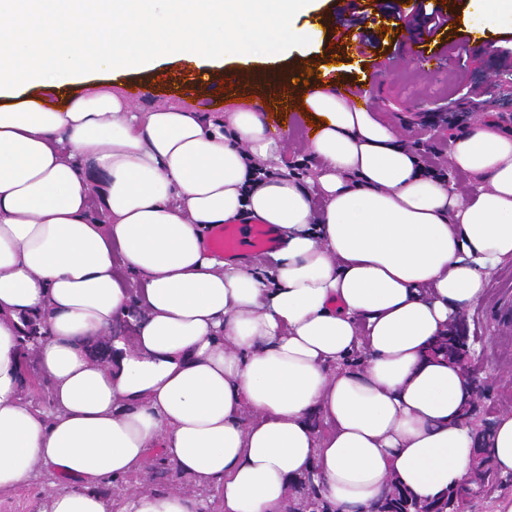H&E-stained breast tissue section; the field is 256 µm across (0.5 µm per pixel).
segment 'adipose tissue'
<instances>
[{
    "label": "adipose tissue",
    "mask_w": 512,
    "mask_h": 512,
    "mask_svg": "<svg viewBox=\"0 0 512 512\" xmlns=\"http://www.w3.org/2000/svg\"><path fill=\"white\" fill-rule=\"evenodd\" d=\"M318 9L0 0V492L47 466L33 512H206L179 490L99 492L155 450L221 512H286L305 474L337 512H369L391 480L421 501L467 481V368L433 346L512 258V136L489 118L449 140L465 194L309 78L317 208L251 106L214 122L84 88L169 57L290 56L320 39ZM243 218L279 235L268 275L204 245ZM33 321L47 413L21 397ZM488 446L512 474V411Z\"/></svg>",
    "instance_id": "1"
}]
</instances>
